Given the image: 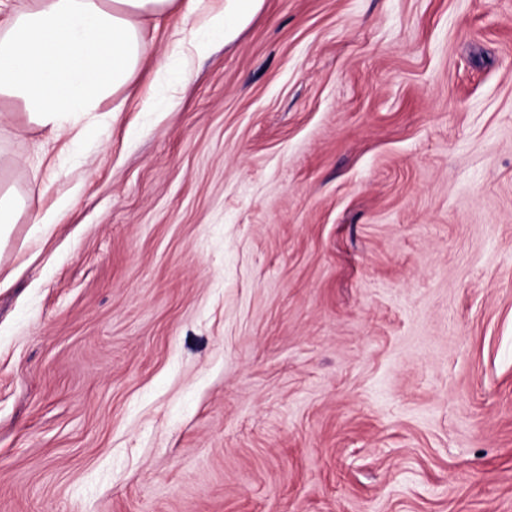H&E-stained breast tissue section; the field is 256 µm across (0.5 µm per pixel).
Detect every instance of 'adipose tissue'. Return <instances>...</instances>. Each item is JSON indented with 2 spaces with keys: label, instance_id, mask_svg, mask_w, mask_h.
Here are the masks:
<instances>
[{
  "label": "adipose tissue",
  "instance_id": "1",
  "mask_svg": "<svg viewBox=\"0 0 512 512\" xmlns=\"http://www.w3.org/2000/svg\"><path fill=\"white\" fill-rule=\"evenodd\" d=\"M198 0H0V98L19 101L51 137L81 140L83 120L135 77L150 54L140 22ZM263 0H224L207 16L190 50L233 41Z\"/></svg>",
  "mask_w": 512,
  "mask_h": 512
}]
</instances>
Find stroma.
Here are the masks:
<instances>
[{
  "instance_id": "1",
  "label": "stroma",
  "mask_w": 512,
  "mask_h": 512,
  "mask_svg": "<svg viewBox=\"0 0 512 512\" xmlns=\"http://www.w3.org/2000/svg\"><path fill=\"white\" fill-rule=\"evenodd\" d=\"M142 27L81 147L0 100V512H512V0H264L172 90ZM24 206V201H21L12 193H0V239L2 238V231L14 223V218Z\"/></svg>"
}]
</instances>
